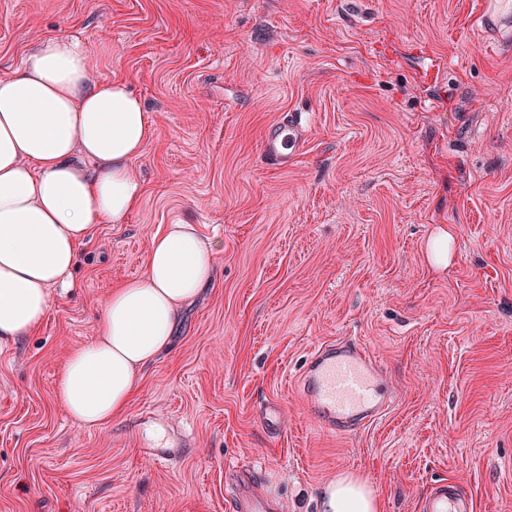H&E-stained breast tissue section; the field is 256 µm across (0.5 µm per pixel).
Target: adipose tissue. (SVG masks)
<instances>
[{"instance_id": "ef3b65f1", "label": "adipose tissue", "mask_w": 512, "mask_h": 512, "mask_svg": "<svg viewBox=\"0 0 512 512\" xmlns=\"http://www.w3.org/2000/svg\"><path fill=\"white\" fill-rule=\"evenodd\" d=\"M149 130L140 98L125 81L92 79L72 38L44 40L0 78V343L31 335L51 289L68 285L78 247L97 225L138 207L143 186L132 163ZM214 251L190 224L152 236L146 275L113 288L95 341L63 366L58 394L72 417L94 428L124 411L181 309L213 281ZM318 497L319 512H381L375 490L348 473Z\"/></svg>"}]
</instances>
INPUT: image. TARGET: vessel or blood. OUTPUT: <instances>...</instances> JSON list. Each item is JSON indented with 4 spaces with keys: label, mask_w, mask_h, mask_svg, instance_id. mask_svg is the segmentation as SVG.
Wrapping results in <instances>:
<instances>
[{
    "label": "vessel or blood",
    "mask_w": 512,
    "mask_h": 512,
    "mask_svg": "<svg viewBox=\"0 0 512 512\" xmlns=\"http://www.w3.org/2000/svg\"><path fill=\"white\" fill-rule=\"evenodd\" d=\"M473 24L500 45L512 43V0H477ZM305 126L300 117L287 116L268 127L260 148L264 159L280 169L300 155ZM296 389L317 423L346 435L381 418L393 402L383 371L370 353L354 341L318 346L296 380ZM419 512H474V503L459 487L444 482L433 487L418 504Z\"/></svg>",
    "instance_id": "1"
}]
</instances>
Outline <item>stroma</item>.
I'll use <instances>...</instances> for the list:
<instances>
[{
  "label": "stroma",
  "mask_w": 512,
  "mask_h": 512,
  "mask_svg": "<svg viewBox=\"0 0 512 512\" xmlns=\"http://www.w3.org/2000/svg\"><path fill=\"white\" fill-rule=\"evenodd\" d=\"M473 2L0 0V76L72 36L150 122L140 205L98 226L40 329L0 348V512H230L242 485L316 512L341 472L382 512H418L445 480L475 512H512V47L487 52ZM291 114L305 149L271 168L262 136ZM170 224L217 242L216 277L123 416L83 427L57 393L63 361ZM348 336L396 400L334 436L292 383ZM150 440L182 448L161 466Z\"/></svg>",
  "instance_id": "35a3bbf8"
}]
</instances>
